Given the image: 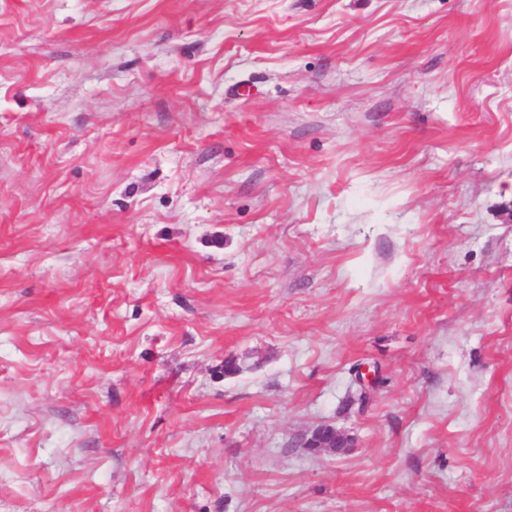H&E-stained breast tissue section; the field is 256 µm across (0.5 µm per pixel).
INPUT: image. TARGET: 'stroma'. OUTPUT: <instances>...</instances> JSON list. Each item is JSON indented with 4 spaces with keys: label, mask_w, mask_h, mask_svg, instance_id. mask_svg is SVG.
Here are the masks:
<instances>
[{
    "label": "stroma",
    "mask_w": 512,
    "mask_h": 512,
    "mask_svg": "<svg viewBox=\"0 0 512 512\" xmlns=\"http://www.w3.org/2000/svg\"><path fill=\"white\" fill-rule=\"evenodd\" d=\"M0 512H512V0H0ZM349 439L331 426L318 428L306 442L307 447L322 448L323 451L340 454L342 448H350Z\"/></svg>",
    "instance_id": "obj_1"
}]
</instances>
